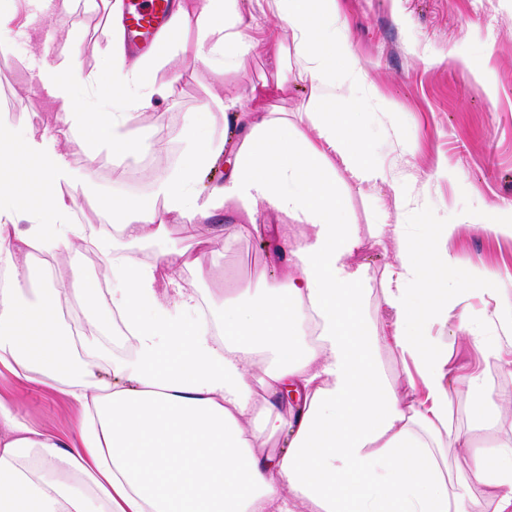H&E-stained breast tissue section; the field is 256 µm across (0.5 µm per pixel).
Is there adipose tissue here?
I'll list each match as a JSON object with an SVG mask.
<instances>
[{
  "instance_id": "adipose-tissue-1",
  "label": "adipose tissue",
  "mask_w": 512,
  "mask_h": 512,
  "mask_svg": "<svg viewBox=\"0 0 512 512\" xmlns=\"http://www.w3.org/2000/svg\"><path fill=\"white\" fill-rule=\"evenodd\" d=\"M111 51L101 72L78 67L72 53L32 57L37 89L56 109L62 127L79 132L88 152L109 148L135 157L140 142L127 130L133 111L175 92L156 70L174 50L210 58L227 71L265 45L257 42L240 0H174L173 30L143 55L129 51L122 26L123 0H104ZM337 0H250L270 7L287 28L305 85L308 137L287 115L245 111L244 98L219 100L225 119L243 123L235 140L202 134L191 113L183 164L156 173L145 198L100 199L108 225L91 240L73 214L92 194L51 130L23 132L0 121V371L16 379L52 384L78 408L67 435L32 427L0 399V512H512V443L474 454L466 475L448 469L447 446L468 447V431L448 428V406L466 392L476 423L498 414L478 373L460 379L448 355L426 334L447 317L455 289V262L442 241L466 221L439 224L413 238L389 225L398 241L396 265L382 302L396 315L390 336H379L364 312L370 279L350 261L361 244L360 227L343 217L336 169L355 180L383 182L355 123L359 104L346 77L361 75L343 34ZM232 154L223 184L200 192L202 174ZM301 225L284 237L288 264L281 279L260 269L252 287L223 303V337L197 315L195 293L177 274L201 269L202 259L176 245L141 263L133 244L164 241L179 219L208 229L232 210L256 221L266 210ZM247 222V224H248ZM231 224L230 235L248 234ZM90 244L103 258L109 290L74 277L69 293L87 314L78 333L65 336L58 322L61 291L54 277L60 257ZM42 256L40 285L31 264ZM496 302L497 334L484 342L486 357L512 349V299L502 276L484 271ZM170 289L168 299L159 288ZM119 316L133 342L131 354L103 357L98 309ZM318 334L303 345L308 321ZM412 362L425 395L405 406L377 364L380 343ZM82 346L86 357L74 355ZM276 360L256 401L252 355ZM294 386L301 403L282 407L279 394ZM288 446L278 456L260 450L280 433Z\"/></svg>"
}]
</instances>
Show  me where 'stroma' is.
Wrapping results in <instances>:
<instances>
[{"mask_svg": "<svg viewBox=\"0 0 512 512\" xmlns=\"http://www.w3.org/2000/svg\"><path fill=\"white\" fill-rule=\"evenodd\" d=\"M337 6L364 73L354 87L358 124L388 173L387 182L371 184L354 180L344 168L336 170L345 216L361 228L353 260L371 278L366 312L379 333L392 332L394 315L380 290L398 243L379 234L380 220L402 223L407 234L418 236L424 221L444 223L466 212L471 222L449 239L448 250L457 259V280L469 285L464 305L475 336L492 335L495 303L467 276L474 269L512 272V239L480 228L485 206L512 205V0H338ZM29 23L32 43L0 48V119L38 133L58 127L51 100L30 90L28 55L70 49L84 71H93L108 50L110 31L100 0H77L65 24L51 32L45 16ZM157 79L174 81L176 92L133 118L131 128L143 144L140 158L122 159L104 148L89 157L77 134L59 129L70 164L77 172H91L97 192L148 196L153 173L175 169L185 157L189 113H204L211 137H230L218 97L254 87L259 96L246 102V110L276 107L291 115L305 102L295 66L260 50L245 55L230 72L177 51ZM160 141L165 151L159 155L154 146ZM257 224L251 234L227 240L214 258L193 225L171 223V241L203 257L202 270L180 273L183 285L199 298V317L213 316L218 296L246 285L255 269L276 273L285 267L279 215L262 213ZM428 334L447 346L456 375L479 370L492 396L512 395V363L483 358L474 339L463 337L456 313L432 322ZM377 360L403 403L417 404L422 390L411 384L400 355L383 344ZM0 398L41 430L63 434L75 419L76 409L63 395L7 373L0 375ZM470 419L468 399L459 395L450 420L469 429L471 445L450 449L449 456L463 469L472 453L512 439V410L476 430L470 429Z\"/></svg>", "mask_w": 512, "mask_h": 512, "instance_id": "stroma-1", "label": "stroma"}]
</instances>
